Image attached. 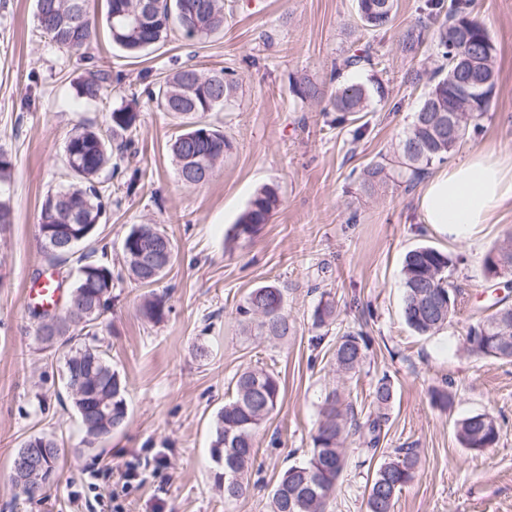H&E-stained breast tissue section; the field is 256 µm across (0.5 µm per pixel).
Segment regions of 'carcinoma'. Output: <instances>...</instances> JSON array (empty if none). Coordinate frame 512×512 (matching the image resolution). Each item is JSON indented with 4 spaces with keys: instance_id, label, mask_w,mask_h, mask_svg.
Masks as SVG:
<instances>
[{
    "instance_id": "carcinoma-1",
    "label": "carcinoma",
    "mask_w": 512,
    "mask_h": 512,
    "mask_svg": "<svg viewBox=\"0 0 512 512\" xmlns=\"http://www.w3.org/2000/svg\"><path fill=\"white\" fill-rule=\"evenodd\" d=\"M138 0H106L107 25L112 42L130 58L167 42L171 33L179 31L189 39L203 40L224 30V0H158L152 15L133 27L121 16L132 9ZM394 0H357L361 26L369 31H387L393 27ZM37 25L56 45L70 51L88 47L96 35V20L89 10V0H36ZM432 38L442 63L428 78L427 91L421 97L409 132L400 144L398 154L389 164L376 162L363 169L362 185L368 189L392 178L411 184L436 162H442L466 139L469 131L479 128V120L491 105L496 81V48L483 23L473 16L471 0H427L426 19L406 28L399 35L401 51L417 55L427 38ZM474 57L479 64L462 74L458 63L463 57ZM373 64L370 50L346 56L334 70L330 86L318 84L301 76L292 84L293 95L301 102L327 100L336 112V124L341 125L360 112L369 111L373 96L385 98L383 87L369 88L353 81H336L341 71L360 64ZM110 75L91 72L75 87L76 97L95 101L108 92ZM238 80L235 70L224 68L205 74L188 65H178L162 81L145 89L147 100L165 111L178 115L184 129L169 144L176 173L198 163L202 156L214 176L216 165L231 148L224 133L199 120V116L218 106H227L235 98ZM466 109V119L458 126L454 137L444 132L448 114L458 108ZM139 113L125 105L109 114L110 135L91 124L76 127L66 139L64 157L72 183L63 190L49 191L44 196L38 218V232L49 224H82L87 229L83 242L92 241L98 230L103 205L101 198L107 187L98 181L106 169L118 176L130 173L127 189L132 190L142 176L140 169L128 171L135 156ZM279 205L276 190L264 186L256 191L246 210L233 227L232 238H252L259 227L268 223ZM61 247L44 250L48 262L56 264L75 254L67 245V232L61 230ZM160 242L170 244L163 265L148 271L139 260L137 251ZM173 241L165 230L153 224L131 228L122 243L123 261L127 275L141 285H153L166 274L174 259ZM506 264L505 275H512V245L489 250L484 263L493 253ZM454 266L451 254L432 246H419L409 251L402 266V316L409 328L419 335L441 330L456 315L458 287L449 280L448 271ZM80 275L64 293L67 303L62 317L50 319L48 311L34 310L38 320L37 338L47 348L69 347L65 361L64 382L73 373L91 376V388L86 392L66 391L76 408L87 443L93 444L121 430L127 419L126 383L112 368L106 352L91 342L73 343L77 336H97L107 327L104 314L112 308V265L97 261L78 267ZM441 299L438 306L429 307L427 294ZM507 306L502 303L493 313L469 327L466 341L469 350L482 357L512 359V348L492 352L487 349V337L512 338V314L499 317ZM141 314L159 322L165 316V300L158 295L144 299ZM238 313L249 323H256L260 334L282 338L288 335L290 323L285 312V289L274 284L253 289ZM368 349L360 333H345L337 337L332 347L336 374L346 377L355 373ZM282 394L280 377L272 370L246 367L233 378L232 399L224 404L212 425L211 456L222 468L224 498L237 499L245 492L244 479L253 461L254 435L262 423L277 408ZM369 412L357 417L352 403L340 399L336 391L324 398L313 447L307 458L282 472L271 492V512H327L336 492L337 482L344 471L349 449L347 440L358 436L364 451L375 452L389 421L388 409L394 391L388 377L379 378L371 392ZM110 400L111 412L102 416L96 406ZM455 437L461 447L481 453L497 445L500 429L487 413L467 416L455 422ZM37 441L47 449L44 459V481L21 489L32 501L43 499L55 481L58 470V444L51 434L33 435L22 446ZM418 454L414 448H397L373 472L366 498V512H394L403 488L415 477Z\"/></svg>"
}]
</instances>
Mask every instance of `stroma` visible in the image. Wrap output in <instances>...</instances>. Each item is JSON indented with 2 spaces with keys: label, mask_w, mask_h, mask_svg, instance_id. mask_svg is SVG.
I'll return each instance as SVG.
<instances>
[{
  "label": "stroma",
  "mask_w": 512,
  "mask_h": 512,
  "mask_svg": "<svg viewBox=\"0 0 512 512\" xmlns=\"http://www.w3.org/2000/svg\"><path fill=\"white\" fill-rule=\"evenodd\" d=\"M224 29L189 44L174 34L138 59L125 57L99 27L84 60L58 48L37 28L36 0H0V151L14 169L9 193L14 221L0 232V512H270L271 490L288 465L305 457L326 394L339 389L356 409L368 408L378 378L389 377L394 400L375 460L397 448L419 453L415 477L395 512H512V361L471 353L469 324L488 315L507 289L483 267L487 251L512 237V201L472 238L441 235L424 224L420 189L390 182L363 187L358 171L384 161L403 138L419 103L403 82L407 70L433 69L425 48L404 57L397 35L422 18L423 0H396L393 30L357 29L356 0H229ZM474 12L496 47V85L478 134L453 154L512 152V0H474ZM372 44L376 65L345 71L349 81L383 85L367 130L336 124L322 105L293 96V79L328 82L336 63ZM208 73L234 69L239 90L231 105L206 113L232 144L212 180L182 184L168 153L180 120L142 94L163 80L172 61ZM116 75L104 100L78 99L74 83L88 72ZM140 114L135 164L144 176L134 191L111 182L98 229L113 270L122 242L137 224L166 230L173 264L154 285L167 296L162 322L139 308L148 289L131 279L112 288L110 326L98 338L126 381L128 420L111 438L86 445L63 389L64 350L37 340L33 282L51 269L37 221L48 191L69 182L63 146L83 122L106 125L112 108ZM277 188L281 204L252 238L227 245L256 189ZM420 245L457 257L451 279L460 288L458 313L447 327L419 335L404 322L402 260ZM286 288L292 329L281 340L244 332L237 312L256 287ZM336 316L314 326L322 293ZM363 333L367 357L354 377H338L331 348L345 332ZM246 366L279 374L283 392L255 434L247 492L226 501L211 458V422ZM452 392L449 409L433 389ZM491 414L498 444L475 454L462 448L455 421ZM53 434L60 446L59 480L42 501L19 495L11 464L30 436ZM351 447L330 512H366L374 462Z\"/></svg>",
  "instance_id": "1"
}]
</instances>
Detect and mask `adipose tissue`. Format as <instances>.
I'll use <instances>...</instances> for the list:
<instances>
[{
    "mask_svg": "<svg viewBox=\"0 0 512 512\" xmlns=\"http://www.w3.org/2000/svg\"><path fill=\"white\" fill-rule=\"evenodd\" d=\"M510 200L512 157L480 151L429 178L419 205L425 223L443 235L465 238Z\"/></svg>",
    "mask_w": 512,
    "mask_h": 512,
    "instance_id": "1",
    "label": "adipose tissue"
}]
</instances>
